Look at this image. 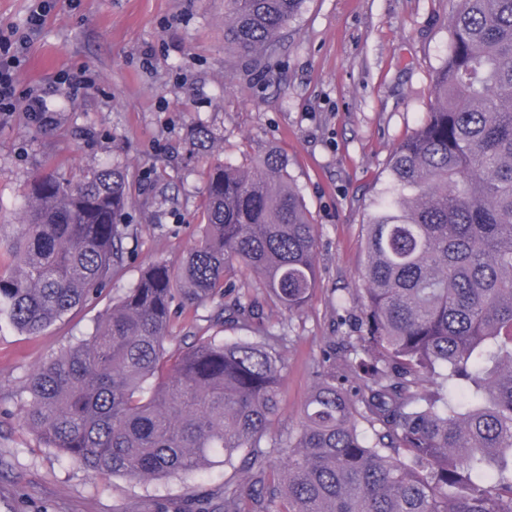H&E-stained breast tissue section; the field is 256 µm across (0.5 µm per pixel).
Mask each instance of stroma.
<instances>
[{
  "mask_svg": "<svg viewBox=\"0 0 512 512\" xmlns=\"http://www.w3.org/2000/svg\"><path fill=\"white\" fill-rule=\"evenodd\" d=\"M46 4L15 83L17 97H39L44 109L0 112V232L11 235L33 176L117 163L130 181L125 261L101 292L40 334L0 318V512H200L224 483L222 463L147 482L94 474L24 425L30 374L90 335L144 267L176 263L198 241L211 164L250 168L275 150L318 229L307 305L288 315L234 267L226 295L197 308L174 301L170 334L177 348L218 332L235 337L211 315L241 295L259 302L255 329L288 336L272 434L296 433L324 349L361 305L363 225L394 146L430 108L459 0H304L265 73L225 50L224 0ZM66 72L83 84H63ZM200 124L220 140L185 163Z\"/></svg>",
  "mask_w": 512,
  "mask_h": 512,
  "instance_id": "1",
  "label": "stroma"
}]
</instances>
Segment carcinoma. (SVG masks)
<instances>
[{
  "mask_svg": "<svg viewBox=\"0 0 512 512\" xmlns=\"http://www.w3.org/2000/svg\"><path fill=\"white\" fill-rule=\"evenodd\" d=\"M304 0H224V48L259 63ZM433 103L392 151L364 225L355 336L324 351L298 430L271 445L286 337L198 336L169 351L175 297L203 305L237 266L293 314L318 231L277 151L207 174L205 230L154 263L91 336L30 376L27 427L94 473L134 481L224 457L221 512H512V0H460ZM205 126L190 153L213 147ZM120 165L36 176L0 264V312L36 334L124 259ZM242 297L213 321L251 328Z\"/></svg>",
  "mask_w": 512,
  "mask_h": 512,
  "instance_id": "cac0c4a2",
  "label": "carcinoma"
}]
</instances>
